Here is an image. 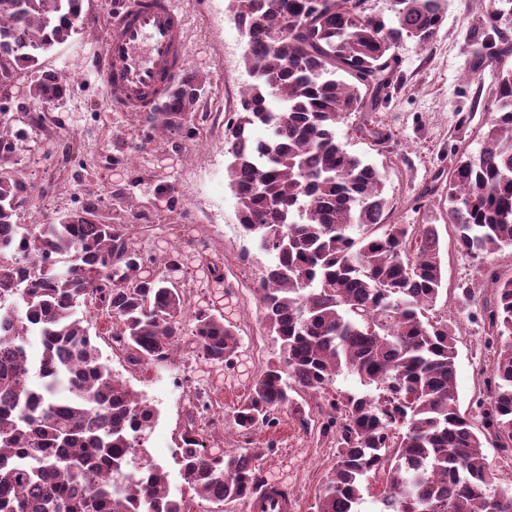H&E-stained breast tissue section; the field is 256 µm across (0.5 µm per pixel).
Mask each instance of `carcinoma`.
<instances>
[{"label": "carcinoma", "mask_w": 512, "mask_h": 512, "mask_svg": "<svg viewBox=\"0 0 512 512\" xmlns=\"http://www.w3.org/2000/svg\"><path fill=\"white\" fill-rule=\"evenodd\" d=\"M235 2L253 82L225 128L228 186L238 223L275 254L259 301L284 354L235 410L236 428L276 424L295 388L321 393L347 371L379 394L330 401L336 461L316 512H356L363 480L380 475L382 512H512V484L498 482L483 451L512 452V344L494 351L480 419L461 411L455 326L433 313L447 287L437 226L388 223L383 176L336 139L342 119L386 95L402 42L437 38L445 0H390L389 18L357 0ZM478 2L500 35L495 0ZM85 18L84 0H0V95ZM205 83L194 72L179 78L143 113L135 150L159 131L195 136ZM71 89L45 71L30 96L51 103ZM272 97L283 111H270ZM257 126L272 127L267 139H251ZM26 136L0 118V512H222L247 502L257 452H208L192 411L181 433L186 496L170 497L160 466L131 467L154 410L112 374L75 310H95L130 365L166 360L187 312L185 291L166 278L182 271L180 255L138 247L91 195L48 224L18 223L36 191L14 163ZM484 141L423 191L448 201L455 249L477 258L512 247V67L498 68ZM483 287L485 334L512 338V277L492 267ZM30 336L42 343L36 360ZM192 340L226 364L238 347L232 326L204 312Z\"/></svg>", "instance_id": "carcinoma-1"}]
</instances>
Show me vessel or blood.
I'll return each instance as SVG.
<instances>
[{
  "label": "vessel or blood",
  "mask_w": 512,
  "mask_h": 512,
  "mask_svg": "<svg viewBox=\"0 0 512 512\" xmlns=\"http://www.w3.org/2000/svg\"><path fill=\"white\" fill-rule=\"evenodd\" d=\"M188 16L175 0H120L92 47L95 72L107 105L147 112L167 96L188 63ZM249 512H289L287 498L255 489Z\"/></svg>",
  "instance_id": "obj_1"
}]
</instances>
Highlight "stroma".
<instances>
[{"instance_id":"35a3bbf8","label":"stroma","mask_w":512,"mask_h":512,"mask_svg":"<svg viewBox=\"0 0 512 512\" xmlns=\"http://www.w3.org/2000/svg\"><path fill=\"white\" fill-rule=\"evenodd\" d=\"M190 14L187 67L208 82V94L193 114L198 139L157 134L142 151L133 145L142 127L135 112L103 105L104 89L92 72L89 50L112 8V0H84L86 24L66 42L40 57L38 70L22 73L17 98L6 117L28 136L16 151L17 167L38 188L19 213L34 224L73 210L93 195L107 218L130 225L143 247L156 255L179 252L188 298L184 329L192 315L206 311L233 325L238 348L231 363L207 359L182 342L164 363L131 368L122 352L101 343L102 359L117 377L155 411L134 464L156 463L168 477L172 497L184 496L179 448L186 412L197 398L209 403L200 420H214L208 451L231 453L254 448L261 481L290 489L295 512H314L323 481L336 455V434L324 429L336 393H366L356 377L343 373L321 394L294 393L272 426L251 434L233 425V413L250 394L266 365L282 360L279 340L266 328L257 290L275 256L258 248L236 217L228 186L225 121L241 90L253 78L245 67L246 42L231 0H178ZM476 0H447L437 39L429 47L405 40L399 47L398 80L373 112H355L336 126L345 149L382 174L395 224L426 222L442 237L448 292L436 304L456 325L457 391L461 410L475 411L477 368H489L478 313L485 292L480 265L458 252L448 235L447 207L421 192L440 169L456 162L457 151L474 156L484 145L488 106L499 67V33L512 39V10L499 33L484 32ZM477 81H466L472 68ZM57 71L72 80V91L43 105L28 94L41 72ZM380 130L384 139L373 138Z\"/></svg>"}]
</instances>
